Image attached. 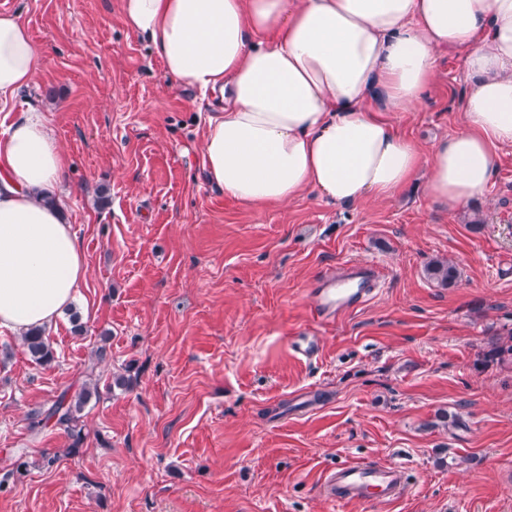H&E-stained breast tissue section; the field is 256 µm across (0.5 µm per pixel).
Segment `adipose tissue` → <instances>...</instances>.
I'll list each match as a JSON object with an SVG mask.
<instances>
[{"instance_id": "1", "label": "adipose tissue", "mask_w": 512, "mask_h": 512, "mask_svg": "<svg viewBox=\"0 0 512 512\" xmlns=\"http://www.w3.org/2000/svg\"><path fill=\"white\" fill-rule=\"evenodd\" d=\"M122 13L169 79L223 100L203 161L242 204L313 190L352 206L421 176L454 214L484 195L512 146V0H122ZM448 52L471 79L462 125L425 148L388 115L420 107ZM38 57L20 18L0 14V112ZM67 165L39 113L0 138V328L51 324L84 279L56 196Z\"/></svg>"}]
</instances>
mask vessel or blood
<instances>
[{
  "label": "vessel or blood",
  "instance_id": "obj_1",
  "mask_svg": "<svg viewBox=\"0 0 512 512\" xmlns=\"http://www.w3.org/2000/svg\"><path fill=\"white\" fill-rule=\"evenodd\" d=\"M380 283L378 266L352 263L336 268L311 291L317 319L330 320L365 305L378 293ZM404 486L400 467L365 462L337 466L319 481L322 495L337 503H390L400 498Z\"/></svg>",
  "mask_w": 512,
  "mask_h": 512
}]
</instances>
